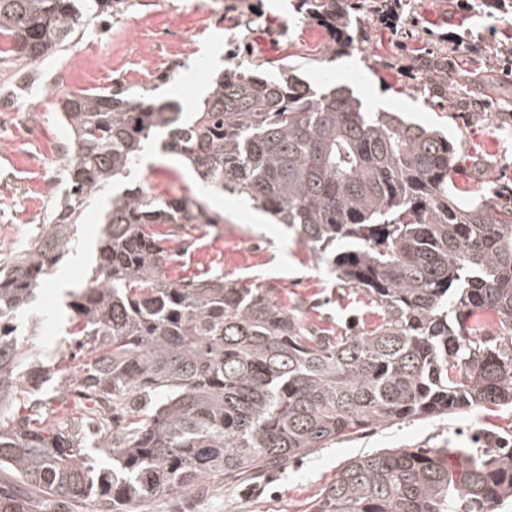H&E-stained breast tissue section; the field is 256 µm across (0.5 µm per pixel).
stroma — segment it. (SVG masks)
Returning a JSON list of instances; mask_svg holds the SVG:
<instances>
[{
	"label": "stroma",
	"mask_w": 512,
	"mask_h": 512,
	"mask_svg": "<svg viewBox=\"0 0 512 512\" xmlns=\"http://www.w3.org/2000/svg\"><path fill=\"white\" fill-rule=\"evenodd\" d=\"M296 0H128L124 12L86 30L67 52L33 70L0 68V258L10 257L51 220L56 186L45 170L65 167L66 130L57 114L60 94L122 85L149 89L159 100L192 109L204 98L214 72L245 57L271 73V61L298 67L312 87L345 86L371 111L401 113L406 120L440 130L457 149L462 188L490 190L512 180V14L492 13L482 0H407L395 22L365 12L350 43L340 46L317 22L294 9ZM448 54L459 81L447 99L431 97L417 69L420 54ZM485 79L490 103L483 112L465 105L467 78ZM161 195L205 201L223 224L199 225L176 249L170 281L221 274L274 289L283 307L307 303L310 323L336 328L353 314L371 315L362 292L340 285L303 243L282 225L234 195H214L159 143L132 174ZM91 200L78 233L44 281L34 310L17 311L16 324L42 322L35 354L49 361L64 337L59 290L85 280L89 253L105 205ZM512 445V409H475L431 420L409 419L341 438L290 461L260 479L238 477L204 494L185 495L182 512H312L313 501L335 480L347 459L381 448H469L486 439Z\"/></svg>",
	"instance_id": "obj_1"
}]
</instances>
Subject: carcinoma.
Wrapping results in <instances>:
<instances>
[{
  "mask_svg": "<svg viewBox=\"0 0 512 512\" xmlns=\"http://www.w3.org/2000/svg\"><path fill=\"white\" fill-rule=\"evenodd\" d=\"M126 0H0V65L67 51ZM341 36L360 0H297ZM454 61L420 71L448 97ZM71 148L51 223L0 259V467L92 512L279 469L351 432L473 408H512V182L458 187L456 147L348 88L314 90L283 64L242 59L186 116L124 87L68 92ZM162 131L164 153L214 193L248 198L364 293L376 320L357 333L308 324L302 306L222 274L167 277V242L223 217L190 197L127 186L108 198L82 288L65 292L75 372L42 391L27 362L30 305L88 202L116 186ZM167 224L161 235L155 225ZM512 504V451L411 448L347 460L312 512H498ZM0 512H34L0 492Z\"/></svg>",
  "mask_w": 512,
  "mask_h": 512,
  "instance_id": "cac0c4a2",
  "label": "carcinoma"
}]
</instances>
